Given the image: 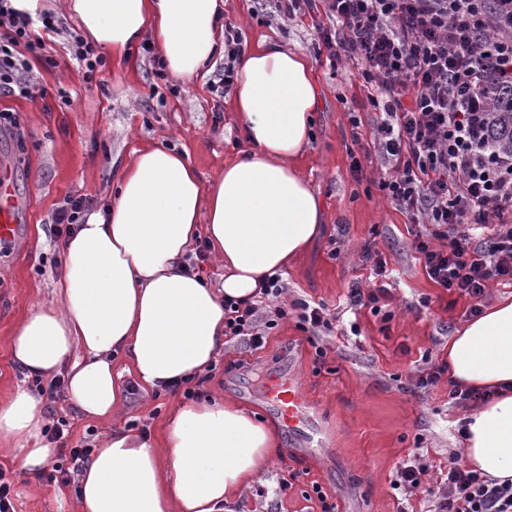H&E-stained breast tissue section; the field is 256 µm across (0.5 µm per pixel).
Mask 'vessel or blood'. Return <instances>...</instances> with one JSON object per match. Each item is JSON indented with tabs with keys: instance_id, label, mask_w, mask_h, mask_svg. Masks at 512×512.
Segmentation results:
<instances>
[{
	"instance_id": "b4317fda",
	"label": "vessel or blood",
	"mask_w": 512,
	"mask_h": 512,
	"mask_svg": "<svg viewBox=\"0 0 512 512\" xmlns=\"http://www.w3.org/2000/svg\"><path fill=\"white\" fill-rule=\"evenodd\" d=\"M18 222L11 205V190L0 185V239L12 238ZM264 397L280 413L281 423L289 434L311 444L321 433L320 415L306 395L296 374L274 377L267 384Z\"/></svg>"
}]
</instances>
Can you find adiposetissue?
Here are the masks:
<instances>
[{
	"mask_svg": "<svg viewBox=\"0 0 512 512\" xmlns=\"http://www.w3.org/2000/svg\"><path fill=\"white\" fill-rule=\"evenodd\" d=\"M84 35L116 56L150 33L167 71L188 82L224 53V0H67ZM319 88L310 60L282 44L245 48L234 111L249 148L203 181L187 152L136 151L107 211L62 245L58 302L32 310L9 340L30 378L66 369L70 401L86 416H117L125 400L115 357L144 389L208 372L224 345V301L253 299L265 277L305 254L325 225L322 200L295 161L308 143ZM224 265L208 286L183 259L199 237ZM449 379L491 390L467 415L469 467L512 480V300L502 299L448 339ZM40 399L17 389L0 404V456L49 462ZM279 446L277 433L230 401L189 400L160 438L117 426L79 487L80 512H224Z\"/></svg>",
	"mask_w": 512,
	"mask_h": 512,
	"instance_id": "1",
	"label": "adipose tissue"
}]
</instances>
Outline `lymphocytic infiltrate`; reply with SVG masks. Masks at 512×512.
Segmentation results:
<instances>
[{
	"instance_id": "f902f5d3",
	"label": "lymphocytic infiltrate",
	"mask_w": 512,
	"mask_h": 512,
	"mask_svg": "<svg viewBox=\"0 0 512 512\" xmlns=\"http://www.w3.org/2000/svg\"><path fill=\"white\" fill-rule=\"evenodd\" d=\"M328 25H316L330 66H354L375 112L374 149L352 132L353 171L377 153L378 189L413 222L434 226L441 247L417 237L428 278L470 299L477 316L490 281H512V150L492 139V102L512 92V0H319ZM59 28L53 14L29 15L0 0V95L44 97L32 60L53 65L45 49ZM486 230L477 239L475 230ZM224 333L266 343L258 307L224 304ZM407 460L393 489L426 492L434 512H512V482L487 479L448 460L442 487Z\"/></svg>"
}]
</instances>
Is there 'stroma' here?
I'll return each mask as SVG.
<instances>
[{"mask_svg":"<svg viewBox=\"0 0 512 512\" xmlns=\"http://www.w3.org/2000/svg\"><path fill=\"white\" fill-rule=\"evenodd\" d=\"M261 2L224 0V19L243 32L248 45L271 39L307 56L320 91L312 137L297 167L326 207V228L283 271L287 288L281 300L323 305L337 316L340 330L321 362L292 316L269 330L262 348L238 337L225 340L203 385L205 396L234 402L278 428L281 446L261 479L240 489L224 512H322L326 501L336 512H428L423 494L403 497L391 482L402 461L415 454L431 485L443 484L449 454L462 448L456 426L464 411L449 400L447 380L421 391L413 383L423 356L445 361L448 338L468 320L471 302L427 277L412 242L419 233L431 236L433 247L441 242L431 227L412 223L382 196L379 161L364 163L362 173L353 175L349 117L360 118L368 140L376 113L350 66L333 70L318 56L314 27L326 23L324 11L289 19ZM44 3L62 30L50 49L56 66L32 63L46 95L36 101L0 96V110L18 113L21 125L19 134L0 133V172L8 177L20 216L15 238L0 246V402L17 388L34 387L13 361L9 337L33 307L56 301L54 284L63 273L53 263L56 204L65 195L82 194L93 208L104 207L134 150L153 144L187 152L206 181L246 148L233 94L220 97L211 89L215 68L180 83L174 95L155 78L152 56L137 45L123 57L105 54L104 66L86 80L70 52L78 21L61 0ZM61 87L69 90V100L58 97ZM367 242L386 263L388 294L377 314L346 303L352 285L368 289L375 283L359 257ZM288 368L321 414L323 443L308 450L282 429L262 396L268 379ZM182 399L179 391L147 396L135 390L126 396L123 419L161 436ZM52 409L70 422L72 447L99 443L112 427L85 417L63 395ZM0 468L12 483L14 512H79L78 483L48 482L45 472H27L12 458L0 457ZM316 484L326 501L312 497Z\"/></svg>","mask_w":512,"mask_h":512,"instance_id":"obj_1","label":"stroma"}]
</instances>
